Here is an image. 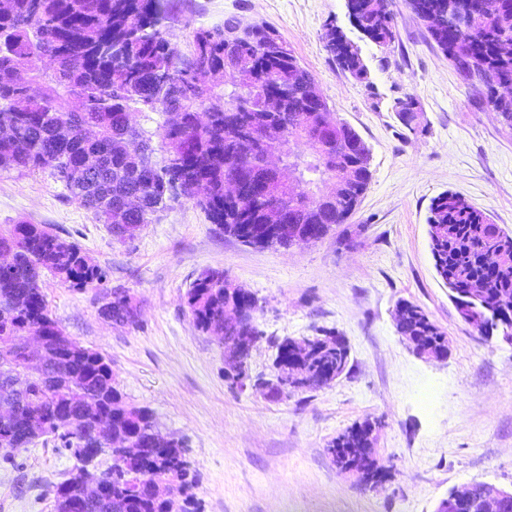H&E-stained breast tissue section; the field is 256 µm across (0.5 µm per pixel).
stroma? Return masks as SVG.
Wrapping results in <instances>:
<instances>
[{
    "label": "stroma",
    "instance_id": "1",
    "mask_svg": "<svg viewBox=\"0 0 512 512\" xmlns=\"http://www.w3.org/2000/svg\"><path fill=\"white\" fill-rule=\"evenodd\" d=\"M391 8L396 38L387 52L351 24L345 0H179L171 23L184 55L193 28L230 17L272 25L336 120L365 141L368 188L321 241L249 247L182 197L120 243L49 173L0 171V233L48 225L106 268L108 289L136 305V325L115 323L101 315L95 289L43 278L64 332L100 351L126 400L184 440L204 512H435L450 491L472 483L512 490V345L460 318L434 269L427 224L432 199L449 191L512 233V127L485 87L462 80L405 0ZM330 23L360 47L366 80L327 52ZM405 96L418 103L411 130L393 110ZM209 268L264 303L252 378H273L274 341L325 329L347 339L346 373L276 400L251 387L230 390L218 338L196 328L184 300ZM402 300L445 333V360L418 357L398 334ZM366 420L377 425L376 459L388 472L374 489L342 473L327 451ZM12 455L13 464L0 461V512H54L47 487L75 458L40 442Z\"/></svg>",
    "mask_w": 512,
    "mask_h": 512
}]
</instances>
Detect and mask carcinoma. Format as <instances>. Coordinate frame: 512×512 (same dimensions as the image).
Wrapping results in <instances>:
<instances>
[{
  "instance_id": "1",
  "label": "carcinoma",
  "mask_w": 512,
  "mask_h": 512,
  "mask_svg": "<svg viewBox=\"0 0 512 512\" xmlns=\"http://www.w3.org/2000/svg\"><path fill=\"white\" fill-rule=\"evenodd\" d=\"M472 31L458 41L451 56L460 74L477 79L490 91V102L512 127V98L496 89L512 85V0H472ZM354 26L380 50L395 41L388 0H353ZM172 0H6L0 6V171L48 172L70 197L110 225L124 241L129 226L153 223L167 202L185 197L203 209L210 222L237 240L269 223L270 213L286 211L294 223L314 228L324 239L356 210L371 179L370 154L361 136L342 122L329 137L320 121L331 112L317 111L309 99L314 76L303 67L280 33L264 22L232 17L220 26L192 31L187 56L172 45ZM326 48L344 71L367 77L360 48L328 25ZM57 64L55 75L38 73L47 52ZM30 73L25 84L20 72ZM277 100L279 110L268 104ZM417 102L407 96L394 110L410 128ZM165 116L152 131L136 126L130 114ZM290 139L281 152L284 167L298 173L288 183L266 165L264 154L278 137ZM306 143L307 159L295 148ZM166 155L163 164L154 160ZM99 157L96 173L84 160ZM262 184L261 196L225 195L226 184L240 177ZM335 179L333 201L320 207L308 188L316 179ZM137 198L142 205L125 208ZM430 248L438 276L448 285L459 316L487 338L512 334V235L492 223L464 197L445 192L429 207ZM0 252L12 255L0 269V402L20 406L6 423L0 441L25 448L42 438L75 455L95 447L100 436L94 421H110L112 491L99 496L75 466L55 485V512H198L188 493L196 474L182 441L161 432L149 409L128 403L98 351L65 335L54 319L42 288V274L53 273L77 289L104 287L108 273L81 248L42 224H17L0 234ZM224 271L208 269L193 281L186 305L198 330L222 339L227 364L247 365L238 342L257 336L258 298L227 287ZM237 310L235 328L224 330L225 313ZM397 331L434 348L446 336L422 308L400 303ZM101 314L116 323H136L128 295L114 291ZM57 337L67 357L45 366L31 363L25 337L31 332ZM296 340L275 345L274 368L288 364ZM298 364L306 388L321 387L326 370L341 357L323 340ZM253 387L278 399L288 394L279 375L257 380ZM93 394L91 407L85 397ZM373 424H357L334 440L333 462L355 461L367 476L380 481V467L366 457L350 458V448H365Z\"/></svg>"
}]
</instances>
